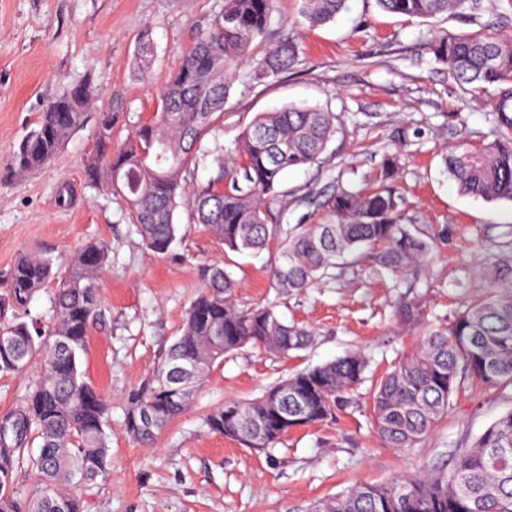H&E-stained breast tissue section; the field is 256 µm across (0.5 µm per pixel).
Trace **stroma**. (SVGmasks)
<instances>
[{
	"label": "stroma",
	"mask_w": 512,
	"mask_h": 512,
	"mask_svg": "<svg viewBox=\"0 0 512 512\" xmlns=\"http://www.w3.org/2000/svg\"><path fill=\"white\" fill-rule=\"evenodd\" d=\"M300 5L276 0L263 40L268 46L285 34L296 38L299 64L278 81L259 83L253 61L244 62L231 82L217 146L232 148L260 112L289 104L335 112L340 129L328 152L312 167L284 173L272 209H286L291 224L328 223L325 200L342 186L372 191L385 156L394 155L406 220L434 248L425 268L407 277L387 273L368 253L350 255L334 278L283 300L270 280L269 253L225 252L181 211L169 252L152 254L123 200L84 177L101 114L119 113L116 146L148 122L170 72L224 0H0V269L25 253L50 254L64 268L86 243L110 246L102 315L89 331L82 369L112 397V467L86 487L84 512H305L355 483H384L423 467L449 471L454 449L469 446L512 407V386H464L434 431L401 451L376 436L369 397L426 325L447 324L464 294L475 293L476 269L495 262L512 239V204L461 194L442 166L459 141H491V99L464 93L426 48L440 31L512 35V21L500 19L496 0H483L474 17L427 21L383 12L376 0H348L335 22L312 27ZM145 30L154 55L142 75L137 49ZM86 81L93 95L84 120L51 162L24 177L6 174L9 155L46 106ZM213 263L232 272L238 299L275 305L283 321L312 329V342L285 359L251 346L226 355L189 409L154 443H139L125 430V397L180 336L203 285L201 268ZM407 301L424 304V321L398 320ZM351 350L370 360L366 381L357 402L337 405L330 422L295 428L269 452L209 432L204 416L211 408L252 400Z\"/></svg>",
	"instance_id": "stroma-1"
}]
</instances>
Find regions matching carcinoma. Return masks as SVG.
<instances>
[{
	"mask_svg": "<svg viewBox=\"0 0 512 512\" xmlns=\"http://www.w3.org/2000/svg\"><path fill=\"white\" fill-rule=\"evenodd\" d=\"M388 13L428 20L482 0H376ZM274 0H224V8L197 38L160 94L152 119L112 150L113 116L95 131L86 159L88 182L122 197L146 249L157 255L176 240L179 209L224 247L239 254L271 250L270 275L280 294L300 293L330 275L336 260L363 247L382 268L404 275L427 264L430 242L403 223V200L391 187L370 193L343 188L329 199V224H285L288 206L273 213L284 171L319 162L338 130L336 113L288 105L260 113L233 150L204 143L217 136L230 78L254 42L264 36ZM347 0H301L311 26L332 22ZM434 57L466 92L494 90L495 139L481 148L458 145L443 164L460 193L512 203V36L443 32L430 42ZM288 36L256 62L259 80H275L299 62ZM90 97L87 85L51 102L36 128L9 157L22 176L42 168L80 126ZM211 164L205 183L195 169ZM109 262L104 241L84 246L67 270L52 272L49 257L23 256L0 271V373L26 370L42 357V376L24 400L0 416V512H84L83 487L109 474L107 423L111 400L80 370L91 323L102 315L100 278ZM205 284L192 300L182 334L153 376L128 392L125 427L150 441L192 403L210 367L248 345L286 357L305 348L312 331L284 322L270 306L240 303L237 281L218 265L203 270ZM482 291L471 296L448 325L430 328L400 358L372 394L373 427L389 448L411 450L448 413L464 383L512 386V254L478 271ZM56 282L55 321L26 320L33 296ZM222 336L221 345L214 344ZM184 362L203 366L194 392L177 391ZM368 360L359 352L290 375L249 402L226 401L206 415L208 429L249 448L275 447L288 431L333 418L336 402L362 383ZM152 422H139L142 409ZM34 470L40 482L25 495L18 476ZM307 512H512V408L499 415L473 445L458 448L449 473L423 469L386 484L361 483L312 502Z\"/></svg>",
	"mask_w": 512,
	"mask_h": 512,
	"instance_id": "carcinoma-1",
	"label": "carcinoma"
}]
</instances>
